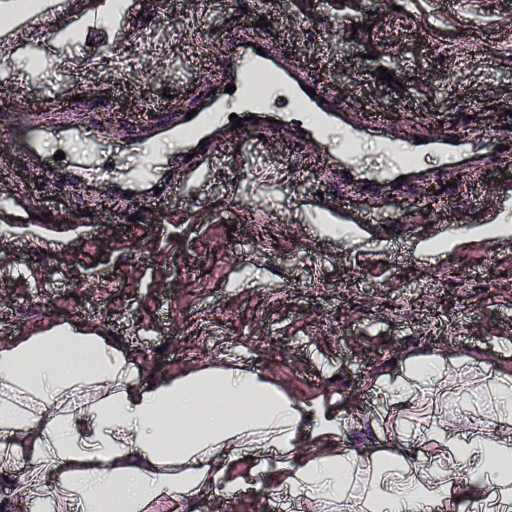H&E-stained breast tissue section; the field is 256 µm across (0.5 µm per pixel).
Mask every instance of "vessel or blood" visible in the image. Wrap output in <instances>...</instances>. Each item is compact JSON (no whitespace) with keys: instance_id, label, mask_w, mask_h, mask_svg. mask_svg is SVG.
I'll return each mask as SVG.
<instances>
[{"instance_id":"1","label":"vessel or blood","mask_w":512,"mask_h":512,"mask_svg":"<svg viewBox=\"0 0 512 512\" xmlns=\"http://www.w3.org/2000/svg\"><path fill=\"white\" fill-rule=\"evenodd\" d=\"M260 40L253 38L245 29L239 30L229 44V66L224 71L225 83L235 85L233 94L217 91L208 102L193 115L182 112L152 111L150 123L158 138L178 139L184 142L183 154L165 161H147L143 169L121 184L124 205H136L143 195L160 200L159 186L172 182L178 174L193 168L197 157L216 151L215 133L229 123L230 115L224 110L226 98L240 102V117L249 118L251 126L260 129L268 137L289 136L305 142H318L323 150L336 156V183L348 193L358 194L369 190L375 193L397 191L403 188L404 178L414 177L418 167L416 159L432 153L443 162H455L458 155L467 154L474 162L483 164L499 159L500 151L489 150L484 138L468 139L456 133L443 135L440 139H425L414 143L395 166L370 170L355 161L358 146L369 128L362 124H343L339 106L332 100H321L316 91L320 81L308 72L295 68L285 70L273 65V52H260ZM287 98L290 111L283 119L272 122L268 119V105L272 94ZM343 128L342 138H335L336 128ZM101 125L91 123L46 124L26 127L22 132L23 153L41 159L45 173H52L53 158L45 156L43 143L51 139L61 145L75 141L88 147L86 156L69 165L66 176L76 184L100 180L104 172L96 163L93 146L98 136L103 135Z\"/></svg>"}]
</instances>
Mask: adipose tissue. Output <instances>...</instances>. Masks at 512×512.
Returning a JSON list of instances; mask_svg holds the SVG:
<instances>
[{
	"label": "adipose tissue",
	"mask_w": 512,
	"mask_h": 512,
	"mask_svg": "<svg viewBox=\"0 0 512 512\" xmlns=\"http://www.w3.org/2000/svg\"><path fill=\"white\" fill-rule=\"evenodd\" d=\"M448 376V359L405 366L379 399L417 407ZM493 425L449 431L436 410L428 429L400 424L401 448L367 454L337 447L342 420L320 418L327 444L298 455L305 414L258 373L212 365L147 381L138 358L108 337L69 323L0 343V474L34 512H148L150 505L204 488L224 491L216 460L270 448L283 491L320 512H428L439 501L512 512V376L491 377ZM434 454L423 465L403 451L413 441Z\"/></svg>",
	"instance_id": "adipose-tissue-1"
}]
</instances>
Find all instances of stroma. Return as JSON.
I'll use <instances>...</instances> for the list:
<instances>
[{
  "label": "stroma",
  "mask_w": 512,
  "mask_h": 512,
  "mask_svg": "<svg viewBox=\"0 0 512 512\" xmlns=\"http://www.w3.org/2000/svg\"><path fill=\"white\" fill-rule=\"evenodd\" d=\"M0 0V339L71 323L134 351L143 378L219 364L257 371L310 417H342L340 443L399 447L379 386L403 364L449 353L448 424L493 416L484 378L512 375V158L351 201L332 215L335 157L240 126L156 208L117 220L102 189L37 175L16 130L114 122L95 146L113 181L137 167L122 120L147 104L195 109L224 79L236 25L302 65L348 122L385 115L392 153L445 129L492 138L512 126V0ZM391 73L383 80L381 71ZM436 202L423 206L422 198ZM196 512H258L283 480L247 456Z\"/></svg>",
  "instance_id": "stroma-1"
}]
</instances>
